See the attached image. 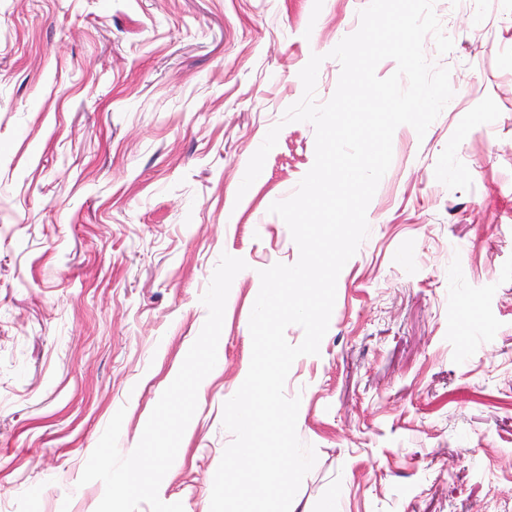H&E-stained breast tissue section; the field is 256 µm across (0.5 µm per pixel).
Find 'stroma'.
I'll use <instances>...</instances> for the list:
<instances>
[{"label":"stroma","mask_w":512,"mask_h":512,"mask_svg":"<svg viewBox=\"0 0 512 512\" xmlns=\"http://www.w3.org/2000/svg\"><path fill=\"white\" fill-rule=\"evenodd\" d=\"M368 0H0V512H95L85 464L117 411L129 454L207 317L221 254L218 366L163 502L199 512L233 440L260 270L299 250L270 205L315 160L284 123L300 70ZM454 46L424 52L453 98L393 159L287 397L317 461L294 512H512V0H435ZM281 131L245 195L247 164Z\"/></svg>","instance_id":"35a3bbf8"}]
</instances>
